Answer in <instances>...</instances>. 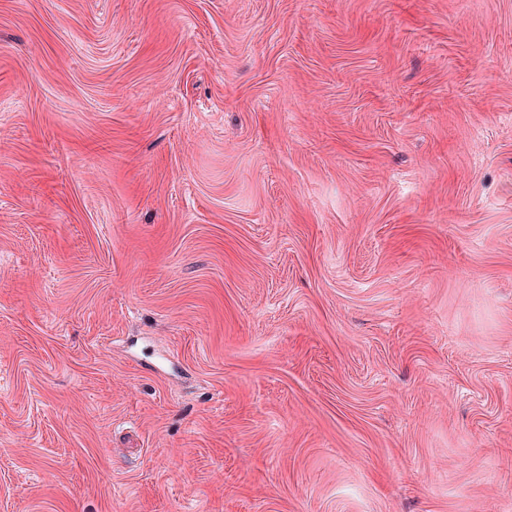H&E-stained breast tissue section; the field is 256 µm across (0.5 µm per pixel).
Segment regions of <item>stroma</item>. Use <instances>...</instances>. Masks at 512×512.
I'll list each match as a JSON object with an SVG mask.
<instances>
[{
	"label": "stroma",
	"instance_id": "obj_1",
	"mask_svg": "<svg viewBox=\"0 0 512 512\" xmlns=\"http://www.w3.org/2000/svg\"><path fill=\"white\" fill-rule=\"evenodd\" d=\"M0 512H512V0H0Z\"/></svg>",
	"mask_w": 512,
	"mask_h": 512
}]
</instances>
